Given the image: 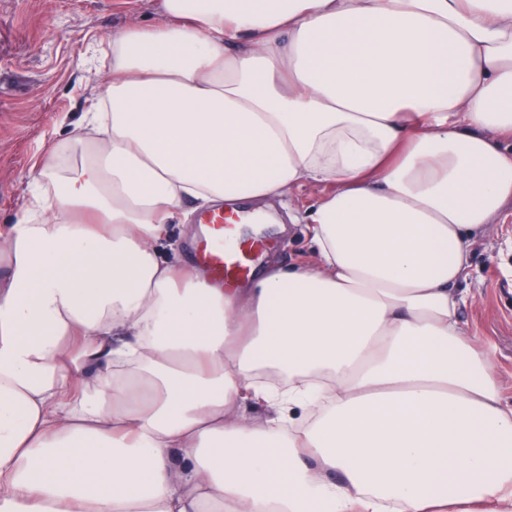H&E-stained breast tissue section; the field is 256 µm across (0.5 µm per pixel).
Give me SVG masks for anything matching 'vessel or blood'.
Returning <instances> with one entry per match:
<instances>
[{
  "label": "vessel or blood",
  "mask_w": 512,
  "mask_h": 512,
  "mask_svg": "<svg viewBox=\"0 0 512 512\" xmlns=\"http://www.w3.org/2000/svg\"><path fill=\"white\" fill-rule=\"evenodd\" d=\"M200 236L195 258L212 277L220 282L239 279L246 270L243 254L239 248L229 246L234 233L223 212H208L201 216Z\"/></svg>",
  "instance_id": "b4317fda"
}]
</instances>
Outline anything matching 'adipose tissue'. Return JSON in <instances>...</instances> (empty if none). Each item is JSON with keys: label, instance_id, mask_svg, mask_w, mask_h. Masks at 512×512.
Here are the masks:
<instances>
[{"label": "adipose tissue", "instance_id": "adipose-tissue-1", "mask_svg": "<svg viewBox=\"0 0 512 512\" xmlns=\"http://www.w3.org/2000/svg\"><path fill=\"white\" fill-rule=\"evenodd\" d=\"M109 48L0 231V512H512L455 289L512 201V0H162ZM305 180L311 264L161 257L186 200Z\"/></svg>", "mask_w": 512, "mask_h": 512}]
</instances>
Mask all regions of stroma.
I'll return each mask as SVG.
<instances>
[{
  "label": "stroma",
  "instance_id": "obj_1",
  "mask_svg": "<svg viewBox=\"0 0 512 512\" xmlns=\"http://www.w3.org/2000/svg\"><path fill=\"white\" fill-rule=\"evenodd\" d=\"M161 0H0V227L16 223L33 186L31 170L48 162L54 144L83 132L84 116L101 92L109 63L102 51L112 33L159 21ZM327 188L305 181L268 204L274 224L243 227L249 271L244 284L264 274L272 260L284 268L310 263L306 224H292ZM169 227L161 254L196 270L199 209ZM460 320L492 356L504 402H512V205L478 234L460 283Z\"/></svg>",
  "mask_w": 512,
  "mask_h": 512
}]
</instances>
